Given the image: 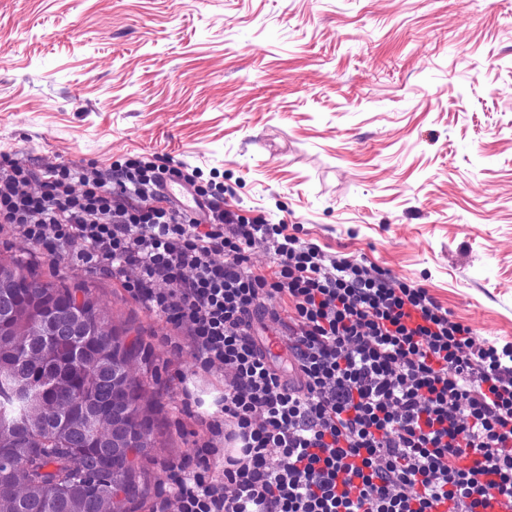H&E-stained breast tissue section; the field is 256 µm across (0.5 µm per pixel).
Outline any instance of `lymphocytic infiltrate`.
<instances>
[{"mask_svg":"<svg viewBox=\"0 0 512 512\" xmlns=\"http://www.w3.org/2000/svg\"><path fill=\"white\" fill-rule=\"evenodd\" d=\"M175 171L127 159L103 177L0 154V232L124 279L185 332L224 394L195 462L166 465L177 512H512V342H477L426 288L246 219L194 184L203 218L165 204ZM38 192H30L31 184ZM273 254L272 276L250 251ZM285 325L295 381L253 322Z\"/></svg>","mask_w":512,"mask_h":512,"instance_id":"obj_1","label":"lymphocytic infiltrate"}]
</instances>
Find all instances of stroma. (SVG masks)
I'll return each instance as SVG.
<instances>
[{
    "mask_svg": "<svg viewBox=\"0 0 512 512\" xmlns=\"http://www.w3.org/2000/svg\"><path fill=\"white\" fill-rule=\"evenodd\" d=\"M1 152L101 174L159 159L512 342V0H0ZM30 256L147 353L131 373L163 439L127 508L153 512L224 379L121 279L0 234V257Z\"/></svg>",
    "mask_w": 512,
    "mask_h": 512,
    "instance_id": "1",
    "label": "stroma"
}]
</instances>
